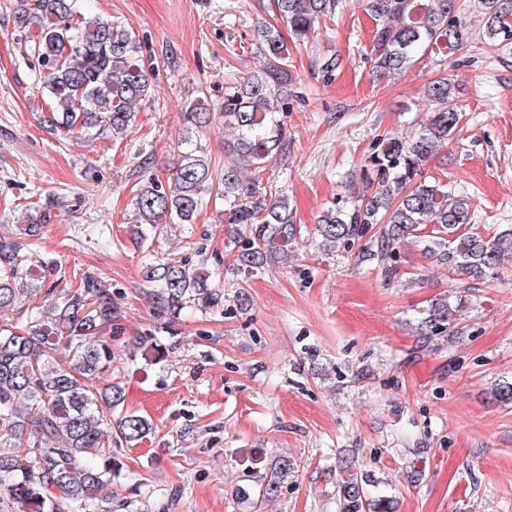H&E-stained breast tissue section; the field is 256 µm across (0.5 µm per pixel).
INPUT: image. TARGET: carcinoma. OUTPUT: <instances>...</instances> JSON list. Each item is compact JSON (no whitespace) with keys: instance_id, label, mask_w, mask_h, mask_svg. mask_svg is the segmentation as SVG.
I'll use <instances>...</instances> for the list:
<instances>
[{"instance_id":"obj_1","label":"carcinoma","mask_w":512,"mask_h":512,"mask_svg":"<svg viewBox=\"0 0 512 512\" xmlns=\"http://www.w3.org/2000/svg\"><path fill=\"white\" fill-rule=\"evenodd\" d=\"M82 0H21L19 27L38 25L23 53L43 75L41 93L58 107L47 122L71 133L106 123L122 134L135 122L137 102L152 84L140 63L141 44L133 28L120 22L88 19ZM342 0H273V22L256 30L265 63L225 87L219 111L201 103L184 113L187 129L199 131L218 120L233 130L222 166L206 160L186 137L178 143L180 161L163 182L150 175L135 199L140 223L155 233L169 224H194L210 199L224 201V233L229 265L237 273L261 270L268 258L287 256L300 232L287 196L271 201L260 187L267 163L288 155L291 141L284 114L299 98L289 70L291 54L280 27L305 41L315 27L335 18ZM487 37L512 40V0H482ZM373 21L370 61L377 77L405 72L416 57L432 54L445 62L469 39L457 22V0H366ZM434 106L412 135H388L369 158L362 180L366 194L349 208L330 207L316 220V234L329 251L362 242V257L386 258L402 243H420L425 253L474 281L499 276L512 257V226L484 237L468 231L471 202L447 183L419 175L423 165L448 145L462 119L454 85L446 77L425 88ZM376 224L381 236L372 238ZM377 243L378 250L372 249ZM28 247L20 237L0 235V314L18 300L44 290L54 318L38 304L27 310V328L0 317V487L27 512H110L100 497L120 477L123 462L112 444L136 445L154 431L149 419L124 411L122 387L96 385L111 369L112 350L99 333L112 326L120 310L112 293L85 272L75 290L34 282L25 267ZM149 296L159 311L176 315L224 304V290L208 270L186 260L151 264L145 270ZM464 301L443 296L420 313V336H456L454 313ZM27 439L24 458L10 452ZM294 467L283 457L248 495L261 504L278 495L280 479ZM340 512H390L392 501L369 494L370 481L355 462L340 461Z\"/></svg>"}]
</instances>
